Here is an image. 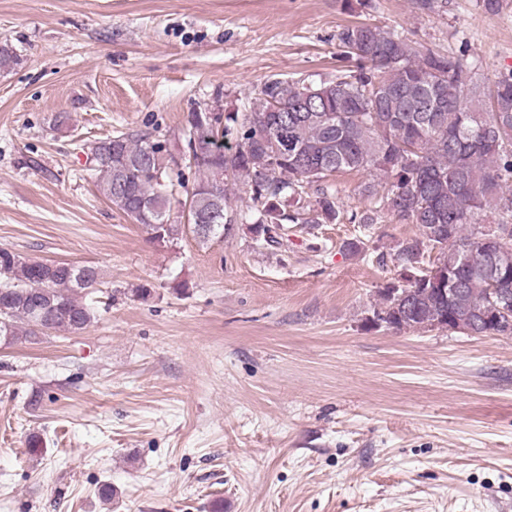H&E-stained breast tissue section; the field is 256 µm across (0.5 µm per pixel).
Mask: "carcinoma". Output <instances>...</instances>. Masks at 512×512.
Returning <instances> with one entry per match:
<instances>
[{
	"instance_id": "1",
	"label": "carcinoma",
	"mask_w": 512,
	"mask_h": 512,
	"mask_svg": "<svg viewBox=\"0 0 512 512\" xmlns=\"http://www.w3.org/2000/svg\"><path fill=\"white\" fill-rule=\"evenodd\" d=\"M339 54L351 62L335 78L268 79L242 117H224L219 152L197 153L194 137L213 130L192 112L184 156L196 180L169 179L164 149L151 133H122L98 141L91 163L101 194L151 239L184 233L171 220L173 205L190 207L201 221L196 238L226 236L247 220L234 207L228 184L211 189L215 169L241 184L261 207L253 227L260 243L285 246V225L340 219L330 177L366 172L384 186L374 206L348 221L370 227L392 213L418 228L391 259L413 280L379 292L372 319L398 331L448 325V314L494 319L500 302L491 282L512 290V71L479 90L478 66L463 54L415 45L393 29L358 22L336 35ZM278 107L288 117V151L276 157L259 137ZM312 205H302L307 197ZM79 269L52 266L0 249V341L37 337L38 322L52 333L77 334L94 320L83 295L102 285L97 267L79 283ZM458 288L448 298L443 289Z\"/></svg>"
}]
</instances>
